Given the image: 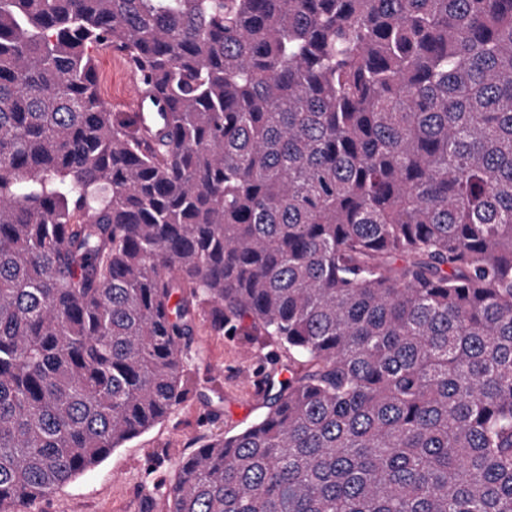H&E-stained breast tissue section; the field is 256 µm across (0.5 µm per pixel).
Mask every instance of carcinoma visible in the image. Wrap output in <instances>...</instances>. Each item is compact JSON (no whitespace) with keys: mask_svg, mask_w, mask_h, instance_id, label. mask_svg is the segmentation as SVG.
I'll return each instance as SVG.
<instances>
[{"mask_svg":"<svg viewBox=\"0 0 512 512\" xmlns=\"http://www.w3.org/2000/svg\"><path fill=\"white\" fill-rule=\"evenodd\" d=\"M199 312L288 362L164 512H512V0H0V512L182 403ZM121 54L104 51L96 54L101 93L114 112H130L126 98V81L122 67L117 61ZM129 81L128 104L133 112H138L143 123L153 120L156 113L160 112V106H156L141 93V85L144 80L142 76L133 68L127 72Z\"/></svg>","mask_w":512,"mask_h":512,"instance_id":"1","label":"carcinoma"}]
</instances>
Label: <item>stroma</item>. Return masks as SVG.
<instances>
[{
	"instance_id": "35a3bbf8",
	"label": "stroma",
	"mask_w": 512,
	"mask_h": 512,
	"mask_svg": "<svg viewBox=\"0 0 512 512\" xmlns=\"http://www.w3.org/2000/svg\"><path fill=\"white\" fill-rule=\"evenodd\" d=\"M96 64L104 99L113 111H127L125 76L115 55L99 52ZM286 359L285 350L271 340L220 335L197 321L184 401L97 467L30 503L26 512H139L140 500L161 497L201 437L238 429L261 413L264 395L254 376Z\"/></svg>"
}]
</instances>
